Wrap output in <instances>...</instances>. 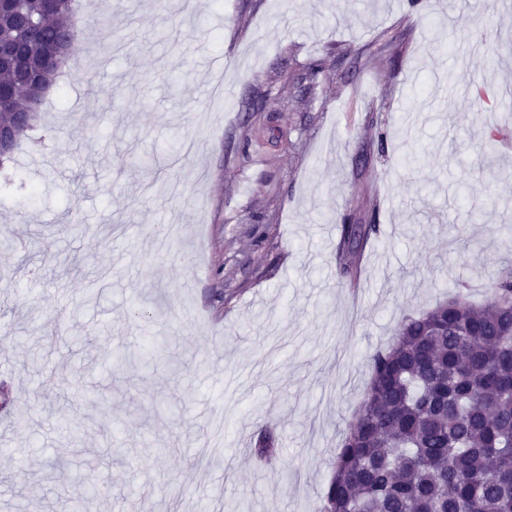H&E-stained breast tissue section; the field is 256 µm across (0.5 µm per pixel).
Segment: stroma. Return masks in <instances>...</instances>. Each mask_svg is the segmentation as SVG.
Wrapping results in <instances>:
<instances>
[{"label": "stroma", "mask_w": 512, "mask_h": 512, "mask_svg": "<svg viewBox=\"0 0 512 512\" xmlns=\"http://www.w3.org/2000/svg\"><path fill=\"white\" fill-rule=\"evenodd\" d=\"M73 27L0 171V512L86 483L95 512H318L371 356L512 262V0H96ZM158 341L180 375L117 368ZM351 220H345L342 225L341 239L337 246L339 258V272L343 276L351 277L356 258L360 257L367 245L370 235L375 231L376 224H372V216L368 224H351Z\"/></svg>", "instance_id": "stroma-1"}]
</instances>
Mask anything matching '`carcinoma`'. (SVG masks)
<instances>
[{
	"label": "carcinoma",
	"instance_id": "1",
	"mask_svg": "<svg viewBox=\"0 0 512 512\" xmlns=\"http://www.w3.org/2000/svg\"><path fill=\"white\" fill-rule=\"evenodd\" d=\"M76 0H19L0 13V43L24 65L52 64L51 45L67 29ZM320 62L296 76L313 94ZM15 86L0 123L13 124L31 90L21 71L0 68ZM376 225L345 221L337 246L340 274L353 266ZM130 369L168 365L163 349L126 356ZM267 431L252 453L271 458ZM320 512H512V267L486 300L461 294L404 317L393 345L370 361V380L337 449Z\"/></svg>",
	"mask_w": 512,
	"mask_h": 512
}]
</instances>
